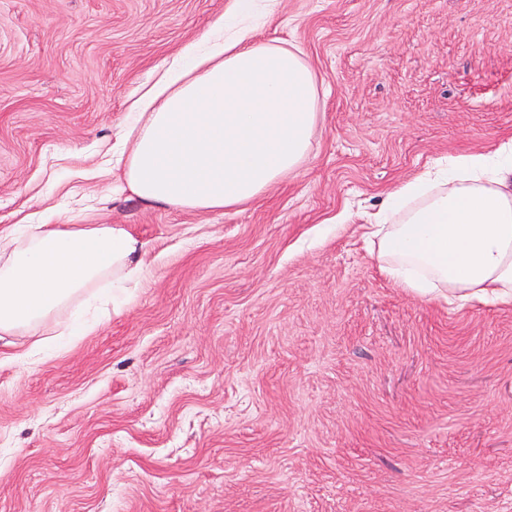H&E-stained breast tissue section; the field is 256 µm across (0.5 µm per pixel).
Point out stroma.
I'll list each match as a JSON object with an SVG mask.
<instances>
[{"label":"stroma","instance_id":"1","mask_svg":"<svg viewBox=\"0 0 512 512\" xmlns=\"http://www.w3.org/2000/svg\"><path fill=\"white\" fill-rule=\"evenodd\" d=\"M226 0H0V228L56 207L149 243L120 314L0 341V512H512V305L420 298L364 235L387 193L512 139V0H278L324 118L229 212L112 174L132 102Z\"/></svg>","mask_w":512,"mask_h":512}]
</instances>
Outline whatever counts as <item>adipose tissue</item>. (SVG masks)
Instances as JSON below:
<instances>
[{"mask_svg":"<svg viewBox=\"0 0 512 512\" xmlns=\"http://www.w3.org/2000/svg\"><path fill=\"white\" fill-rule=\"evenodd\" d=\"M275 0H228L211 37L184 47L132 104L116 167L145 204L187 212L261 200L307 163L322 121L300 46L260 41ZM400 287L449 302L512 303V141L398 185L366 226ZM147 244L115 224H66L55 209L0 230V341H73L119 312L145 273Z\"/></svg>","mask_w":512,"mask_h":512,"instance_id":"obj_1","label":"adipose tissue"}]
</instances>
